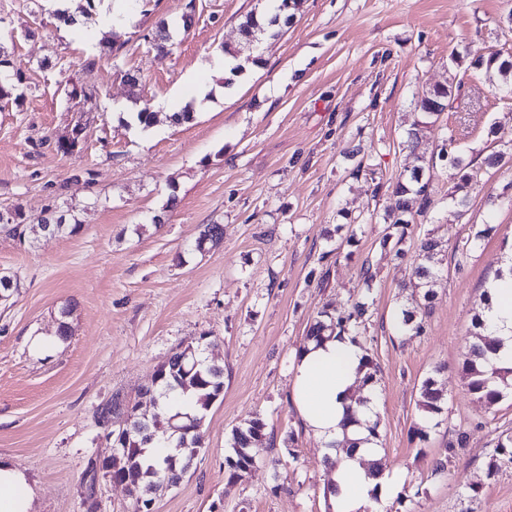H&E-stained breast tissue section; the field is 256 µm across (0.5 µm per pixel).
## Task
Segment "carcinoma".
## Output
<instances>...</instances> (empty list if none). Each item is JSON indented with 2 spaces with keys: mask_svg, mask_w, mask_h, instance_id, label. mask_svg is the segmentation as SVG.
Instances as JSON below:
<instances>
[{
  "mask_svg": "<svg viewBox=\"0 0 512 512\" xmlns=\"http://www.w3.org/2000/svg\"><path fill=\"white\" fill-rule=\"evenodd\" d=\"M275 13L267 23H262L257 14H247L239 23L240 46H224V55L239 59L246 49L258 45L269 33V28L279 21L280 13L294 9L300 5V0H275ZM152 40L157 54L165 56L172 45L169 26L161 23L154 33ZM475 65L485 69L489 80L512 87V54L503 57L495 52L486 58H479ZM455 100L453 86L437 85L421 92L418 96V106L424 121L408 133L407 145L418 146L424 130L437 122L441 114L452 107ZM438 160L456 171L457 182L453 186L451 200L456 208V217L465 216V207L470 191L482 182L483 171L501 165L507 158L503 149H492L482 159L477 167L465 162L463 156L453 150L440 149ZM396 197L393 221L386 227L382 237V245L393 244L395 255L404 253L403 246L410 237L411 229L416 224L429 220L434 200L432 198V174L424 167L416 166L410 175L389 185ZM14 223L22 225L25 233L45 231V225L50 224L60 229L62 234H73L79 228V223L69 224L63 214H49L35 223L28 222L22 208H14ZM440 242L431 234H426L418 244V263L414 269L416 281L413 288L410 306L403 307L397 316L394 328L401 333H420L423 329L424 316L430 310L434 299L431 285L440 274L441 259ZM368 311V302H357L353 310L346 315L336 314L328 307L318 312L315 323L311 326L308 340H320L334 333L357 336L364 324ZM193 352L189 357H183L175 352L168 365L161 369L157 388L163 393L160 407L151 423L150 430L141 431L139 418L136 415L137 404L115 394L111 399L98 407L99 424L107 427L112 417L125 413L130 422L124 431H108L107 437L112 439V447L122 456L121 477L128 480L136 494L144 499L151 496L156 487L168 478L181 479L188 471V464L204 448V437L201 426L204 411L216 401L224 389V369L206 364L201 359L199 343H190ZM495 350V342L485 334V324L482 315H477L474 321L472 341L462 363V374L468 391L482 400L490 408L500 403L512 389V367L497 368L488 364L487 353ZM192 393L196 397V408L190 412L169 413V401L178 395ZM448 398L437 386V381L429 376L420 387L418 408L433 420L445 412ZM175 433L170 440V451L163 457L153 459L148 455V447L162 440L167 432ZM266 438L265 423L255 417L244 425L236 428L232 435V456L226 459L230 474L229 482L235 483L247 475L255 464L250 448ZM512 460V435L503 434L499 437L487 463L488 475L494 476L500 471L501 461ZM110 477L106 460L99 456L89 459L86 472L82 477L84 504L87 512H97L100 504L97 499V481L99 477Z\"/></svg>",
  "mask_w": 512,
  "mask_h": 512,
  "instance_id": "1",
  "label": "carcinoma"
}]
</instances>
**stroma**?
Here are the masks:
<instances>
[{
  "label": "stroma",
  "mask_w": 512,
  "mask_h": 512,
  "mask_svg": "<svg viewBox=\"0 0 512 512\" xmlns=\"http://www.w3.org/2000/svg\"><path fill=\"white\" fill-rule=\"evenodd\" d=\"M268 6L141 0L135 22L91 46L95 19L67 35L51 0H0V46L22 77L20 99L0 101V210L19 206L34 221L69 207L80 224L57 237L0 233V277L17 285L0 300V459L26 474L31 512H86L82 473L111 451L98 406L119 394L153 414L144 392L157 366L200 340L224 368V390L206 413L203 451L154 512H333L322 444L292 399L293 367L318 311L344 313L360 298L367 262L377 278L360 342L378 367L385 512H512V465L492 477L486 467L512 432V399L485 407L462 376L473 317L512 253V206L488 202L512 189V162L485 173L461 219L454 181L436 169L433 218L414 227L401 259L380 246L394 199L376 189L417 165L404 141L422 119L415 98L435 85L456 83V100L427 130L428 152L450 133L470 160L512 147V93L473 66L512 51V0H303L292 24L253 48L251 70L225 84L214 59L238 43L247 13ZM188 10L191 28L157 58L156 24ZM198 79L208 84L201 97ZM162 99L192 106L193 120L178 125L160 110L143 132L112 109ZM75 111L87 124L80 151L66 154L58 137ZM162 213L166 223L153 224ZM206 224L222 225L223 240L201 254L194 242ZM482 229L474 252L450 249ZM430 232L448 244L436 297L423 333L400 336L402 284ZM432 375L448 395L436 427L416 406ZM255 416L266 424L256 464L229 483L232 432ZM466 486L477 496H463Z\"/></svg>",
  "instance_id": "obj_1"
}]
</instances>
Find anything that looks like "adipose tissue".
I'll return each instance as SVG.
<instances>
[{"instance_id": "ef3b65f1", "label": "adipose tissue", "mask_w": 512, "mask_h": 512, "mask_svg": "<svg viewBox=\"0 0 512 512\" xmlns=\"http://www.w3.org/2000/svg\"><path fill=\"white\" fill-rule=\"evenodd\" d=\"M483 316L503 346L494 359L512 366V277L494 281ZM363 348L351 336H335L323 343L309 342L293 368L292 397L306 428L324 443L349 437L358 449L344 455L333 472L334 493L329 499L335 512H366L374 495L387 488L386 477H372L364 460L376 453V441L367 430L372 421L368 407L357 406L355 392L367 370L362 365ZM357 410L359 424L345 425L347 411ZM31 494L25 474L0 462V512H29Z\"/></svg>"}]
</instances>
